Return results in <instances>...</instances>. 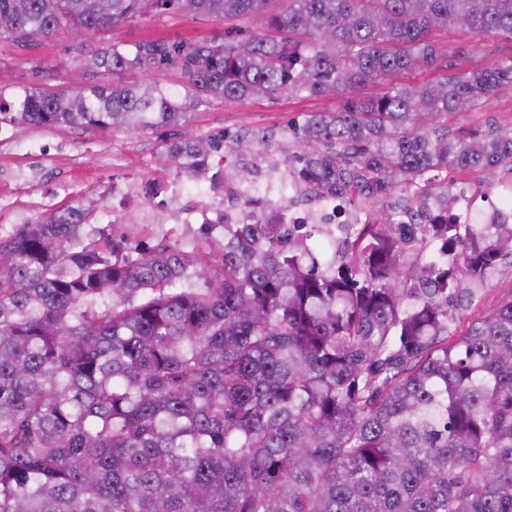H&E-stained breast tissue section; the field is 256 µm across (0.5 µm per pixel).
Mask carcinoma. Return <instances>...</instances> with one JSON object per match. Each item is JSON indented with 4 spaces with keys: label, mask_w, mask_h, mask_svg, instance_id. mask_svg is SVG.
<instances>
[{
    "label": "carcinoma",
    "mask_w": 512,
    "mask_h": 512,
    "mask_svg": "<svg viewBox=\"0 0 512 512\" xmlns=\"http://www.w3.org/2000/svg\"><path fill=\"white\" fill-rule=\"evenodd\" d=\"M169 11L255 30L195 43L106 42L81 69L112 77L0 116L96 133L175 127L163 155L199 179L214 101L344 98L288 127L319 193L402 207L461 192L428 173L512 167V129L448 131L512 84V57L465 68L450 29L512 37V0H0V42L108 32ZM177 67L181 90L135 73ZM427 69L409 87L393 77ZM370 86L383 91L362 96ZM58 208L0 238V512H512V298L454 325L451 307L512 257V224H234L189 250L144 249ZM428 252L422 265L407 248ZM206 288H182L189 268Z\"/></svg>",
    "instance_id": "cac0c4a2"
}]
</instances>
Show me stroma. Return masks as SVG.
<instances>
[{"mask_svg": "<svg viewBox=\"0 0 512 512\" xmlns=\"http://www.w3.org/2000/svg\"><path fill=\"white\" fill-rule=\"evenodd\" d=\"M224 35V21L208 15L179 12L137 17L109 31V39L128 45L144 39L195 42ZM95 34L66 33L23 49L0 43V63L9 70L6 96L28 83L34 66L44 70L45 89L72 86L78 67L87 53L101 42ZM443 49L458 53L466 66L479 67L489 61L512 56V39L505 36L470 39L448 33ZM336 100L282 95L274 100L214 102L192 111L193 127L205 136L257 134V153L287 157L298 146L287 137L290 125L301 122L305 113L339 108ZM512 126V85L497 89L482 111L449 116L448 127L455 131L482 133L495 127ZM173 135L168 129L114 131L94 134L82 129L58 130L51 126L17 125L0 122V233L9 234L20 224L76 202L99 195L106 209L94 219L99 228H128L129 217L151 215L154 223L167 220V202L144 203L125 200L113 191L114 183L127 178L149 184L171 185L176 175L163 167L161 155ZM512 297V261H501L493 278L479 292L478 303L459 310L461 320L489 312Z\"/></svg>", "mask_w": 512, "mask_h": 512, "instance_id": "35a3bbf8", "label": "stroma"}]
</instances>
